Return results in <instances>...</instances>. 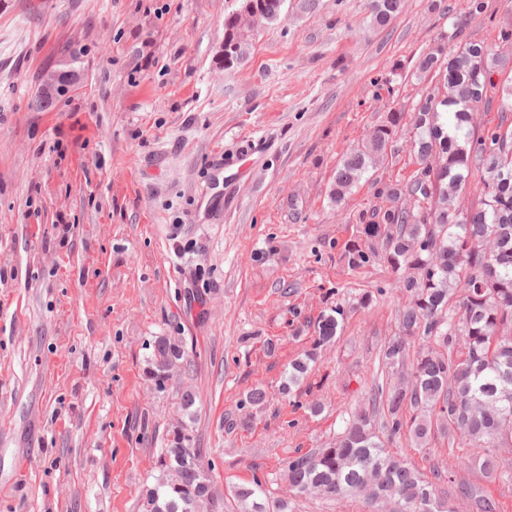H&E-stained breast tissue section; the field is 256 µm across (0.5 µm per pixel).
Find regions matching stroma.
Wrapping results in <instances>:
<instances>
[{"instance_id": "35a3bbf8", "label": "stroma", "mask_w": 512, "mask_h": 512, "mask_svg": "<svg viewBox=\"0 0 512 512\" xmlns=\"http://www.w3.org/2000/svg\"><path fill=\"white\" fill-rule=\"evenodd\" d=\"M303 2L286 0L228 69L224 17L240 0H0V512H146L184 427L208 512H242L235 491L255 480L288 512H368L359 497L289 494L285 467L333 446L382 381L407 297L386 263L352 271L344 253L373 244L356 216L378 184L416 165L388 158L340 212L329 186L370 128L434 84L417 61L466 0H407L383 31L367 0ZM63 72L74 82L32 109ZM338 304L340 336L314 348ZM156 336L183 350L161 390ZM311 349L304 383L283 394ZM255 388L266 398L250 412ZM390 449L512 512V448L490 475L453 429ZM315 359V353L306 352L303 357L291 361L288 365V371L284 373L282 383V392L284 394L291 393L293 388H299L305 377L307 376L310 363Z\"/></svg>"}]
</instances>
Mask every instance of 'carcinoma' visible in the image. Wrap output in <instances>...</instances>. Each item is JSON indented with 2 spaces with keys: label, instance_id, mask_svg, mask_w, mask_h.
<instances>
[{
  "label": "carcinoma",
  "instance_id": "carcinoma-1",
  "mask_svg": "<svg viewBox=\"0 0 512 512\" xmlns=\"http://www.w3.org/2000/svg\"><path fill=\"white\" fill-rule=\"evenodd\" d=\"M285 0H240L224 18V68L246 56L256 27L276 21ZM406 0H370V25L387 29L402 14ZM485 0H467L466 11L453 18L443 44L421 55L420 73L437 77L416 102L410 118L414 135L399 143L402 116L387 113L369 130L361 145L336 165L329 191L341 210L370 170L392 153L406 151L417 169L405 183L378 188V204L359 214L372 238H383L382 253L353 244L347 266L358 269L379 258L394 271H404L399 288L408 302L398 314L399 333L384 345L382 361L397 381L374 388L370 408L348 422L333 448L288 461L289 490L319 493L340 501L363 494L404 512H441L445 505L437 483L422 479L394 457L375 432L392 439L404 433L428 445L438 422L456 428L478 449L475 462L484 472L497 468L498 448L512 447L505 434L512 417V128H504L512 112V81L493 80L501 53L483 41H458L463 28L484 16ZM497 105L499 122L478 126L474 113ZM483 175L478 199L463 209L460 199L471 174ZM347 317L337 305L319 317L314 345L336 338ZM419 337L431 347L408 359V340ZM461 340L458 354L448 348ZM181 357L169 338L154 340L151 373L156 387L167 378L170 363ZM315 353L288 364L282 393L302 385ZM410 409V418L403 410ZM197 449L190 436L177 433L162 449V463L177 473L159 482L147 497L148 512H198L212 499L211 489L196 469ZM472 512H499L495 499L470 484L458 486ZM260 481L239 488L250 503L247 512H267Z\"/></svg>",
  "mask_w": 512,
  "mask_h": 512
}]
</instances>
